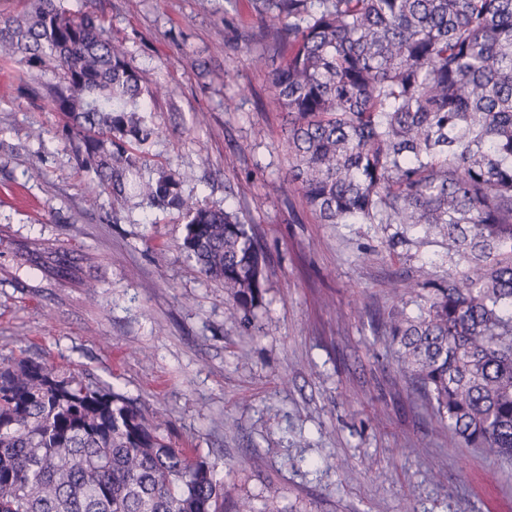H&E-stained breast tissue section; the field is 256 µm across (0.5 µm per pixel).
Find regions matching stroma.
Instances as JSON below:
<instances>
[{
    "instance_id": "obj_1",
    "label": "stroma",
    "mask_w": 512,
    "mask_h": 512,
    "mask_svg": "<svg viewBox=\"0 0 512 512\" xmlns=\"http://www.w3.org/2000/svg\"><path fill=\"white\" fill-rule=\"evenodd\" d=\"M95 3L156 93L152 164L253 227L263 304L249 326L227 321L223 288L177 249L182 216L113 203L60 114L17 93L0 101V360L77 369L161 411L162 433L201 449L256 512H512V462L461 447L384 341L393 289L447 276L446 246L312 215L287 182L281 119L264 109L265 25L250 0ZM37 243L81 259L95 298L18 267Z\"/></svg>"
}]
</instances>
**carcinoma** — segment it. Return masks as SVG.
<instances>
[{
	"label": "carcinoma",
	"mask_w": 512,
	"mask_h": 512,
	"mask_svg": "<svg viewBox=\"0 0 512 512\" xmlns=\"http://www.w3.org/2000/svg\"><path fill=\"white\" fill-rule=\"evenodd\" d=\"M272 22L269 89L288 182L322 224H399L448 243V277L393 308L387 341L403 375L466 448L512 461V0H253ZM288 24H282L283 19ZM0 62L32 73L79 141L80 167L186 218L178 249L246 323L264 257L236 214L183 191L161 167L153 93L94 11L27 0L0 16ZM50 277L78 269L50 246ZM0 512H255L226 505L197 448H178L144 407L84 374L21 353L0 363Z\"/></svg>",
	"instance_id": "obj_1"
}]
</instances>
